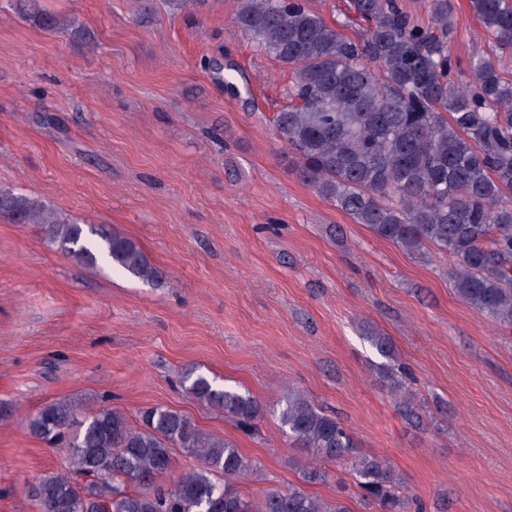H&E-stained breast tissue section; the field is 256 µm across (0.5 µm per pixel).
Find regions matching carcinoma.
I'll return each instance as SVG.
<instances>
[{"label": "carcinoma", "mask_w": 512, "mask_h": 512, "mask_svg": "<svg viewBox=\"0 0 512 512\" xmlns=\"http://www.w3.org/2000/svg\"><path fill=\"white\" fill-rule=\"evenodd\" d=\"M496 48L512 51V0H469ZM367 23L345 35L306 0H238L234 21L257 48L288 67L287 106L274 115L299 178L377 237L411 253L436 247L454 259L455 293L478 312L512 327V81L494 58L472 57V81L456 86L449 45L455 20L448 0H431L420 24L401 0H349ZM18 9L40 27H64L33 0ZM0 215L38 224L57 250L87 266L101 261L145 283L158 272L133 239L104 226L91 232L13 189L0 188ZM391 358L386 336L367 337ZM398 408L414 417L402 380L384 371ZM193 399L224 413L247 434L276 415L288 438L309 457L355 460L367 512H411V500L389 461L360 453L336 416L298 390L275 406L204 374L188 373ZM139 424L102 407L83 420L69 403H52L28 421L31 433L69 450L68 469L92 481L75 485L48 472L28 487L38 512H350L297 488L256 501L238 487L257 471L235 445L202 431L165 406L140 411ZM199 461L169 488L157 480L175 449Z\"/></svg>", "instance_id": "1"}]
</instances>
